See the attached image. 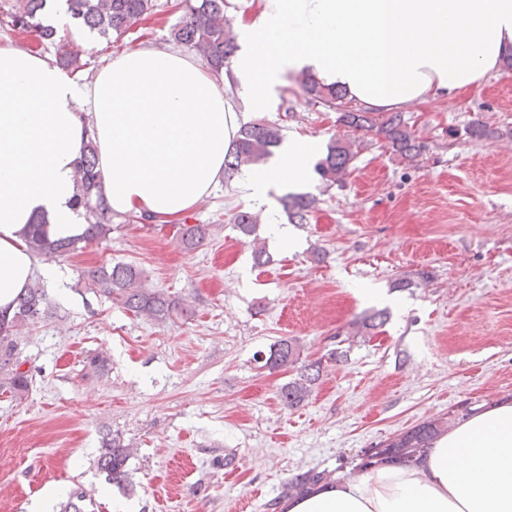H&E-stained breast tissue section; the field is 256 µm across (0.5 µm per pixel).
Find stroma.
I'll return each instance as SVG.
<instances>
[{
	"instance_id": "1",
	"label": "stroma",
	"mask_w": 512,
	"mask_h": 512,
	"mask_svg": "<svg viewBox=\"0 0 512 512\" xmlns=\"http://www.w3.org/2000/svg\"><path fill=\"white\" fill-rule=\"evenodd\" d=\"M179 20L165 11L116 41L69 23L64 46L79 52L85 77L120 52L169 46ZM403 115L423 145L417 161L358 135L343 184L310 181L315 204L292 227L296 246L277 245L266 224L252 238L233 228L231 214L248 205L236 174L183 216L212 227L195 250L180 247L179 223L156 222L119 225L54 258L64 276L63 291L48 292L54 315L18 339L33 385L21 397L0 393V512H31L46 498L61 512L77 485L93 512L124 499L139 512H266L296 474L358 477L363 451L389 437L466 405L512 401V69ZM266 116L323 146L347 133L292 75ZM475 121L491 138L468 137ZM110 260L145 268L178 312L160 323L85 291L82 272ZM374 310L387 322L348 361L328 360L336 336ZM283 337L323 361L294 409L276 396L287 374L261 363ZM97 353L108 371L88 368ZM107 429L134 448L133 494L97 469Z\"/></svg>"
}]
</instances>
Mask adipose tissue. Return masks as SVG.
<instances>
[{
  "label": "adipose tissue",
  "mask_w": 512,
  "mask_h": 512,
  "mask_svg": "<svg viewBox=\"0 0 512 512\" xmlns=\"http://www.w3.org/2000/svg\"><path fill=\"white\" fill-rule=\"evenodd\" d=\"M239 50L215 76L177 49L125 52L84 79L47 56L0 44V315L34 278L58 285L25 240L84 228L77 163L98 147L104 197L118 214L169 223L222 183L245 112L267 111L284 75L335 87L390 112L458 96L512 57V0H251ZM315 141L296 137L242 172L251 203L272 188L305 191ZM285 512H512V404L440 436L411 466L383 463L293 498Z\"/></svg>",
  "instance_id": "ef3b65f1"
}]
</instances>
